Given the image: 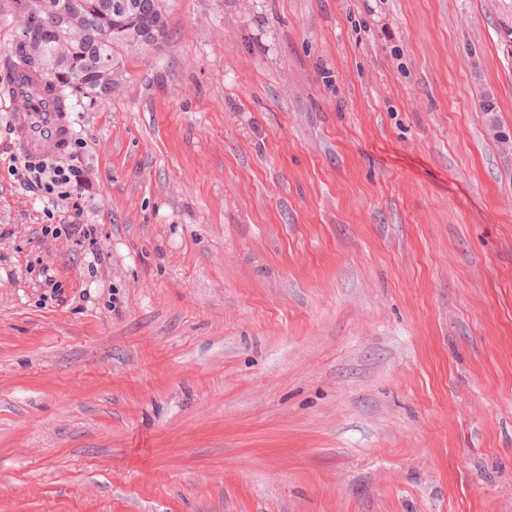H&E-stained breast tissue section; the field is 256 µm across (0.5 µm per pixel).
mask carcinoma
Returning <instances> with one entry per match:
<instances>
[{
  "mask_svg": "<svg viewBox=\"0 0 512 512\" xmlns=\"http://www.w3.org/2000/svg\"><path fill=\"white\" fill-rule=\"evenodd\" d=\"M165 0H131L119 14L112 0H46L53 12L29 6L11 51L15 64L41 70L57 94L97 98L111 92L123 59L117 48L166 32Z\"/></svg>",
  "mask_w": 512,
  "mask_h": 512,
  "instance_id": "obj_1",
  "label": "carcinoma"
}]
</instances>
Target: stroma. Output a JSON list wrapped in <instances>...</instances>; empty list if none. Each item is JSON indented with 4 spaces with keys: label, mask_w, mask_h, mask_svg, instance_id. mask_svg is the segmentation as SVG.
Wrapping results in <instances>:
<instances>
[{
    "label": "stroma",
    "mask_w": 512,
    "mask_h": 512,
    "mask_svg": "<svg viewBox=\"0 0 512 512\" xmlns=\"http://www.w3.org/2000/svg\"><path fill=\"white\" fill-rule=\"evenodd\" d=\"M165 6L95 246L0 112V512H512V0Z\"/></svg>",
    "instance_id": "stroma-1"
}]
</instances>
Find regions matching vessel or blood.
<instances>
[{"mask_svg":"<svg viewBox=\"0 0 512 512\" xmlns=\"http://www.w3.org/2000/svg\"><path fill=\"white\" fill-rule=\"evenodd\" d=\"M42 73L6 66L0 72V107L9 115L16 151L38 162L65 150L70 137V108L47 93Z\"/></svg>","mask_w":512,"mask_h":512,"instance_id":"vessel-or-blood-1","label":"vessel or blood"}]
</instances>
